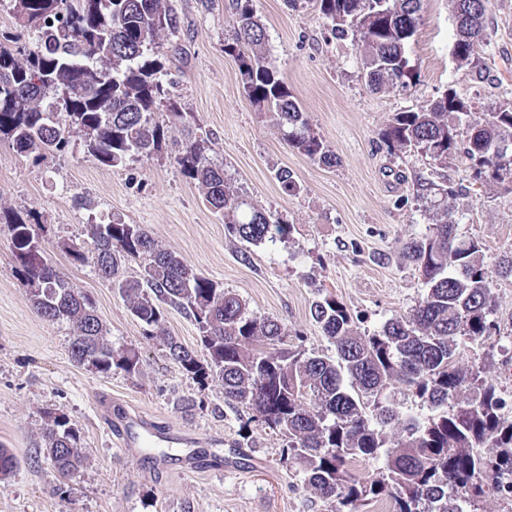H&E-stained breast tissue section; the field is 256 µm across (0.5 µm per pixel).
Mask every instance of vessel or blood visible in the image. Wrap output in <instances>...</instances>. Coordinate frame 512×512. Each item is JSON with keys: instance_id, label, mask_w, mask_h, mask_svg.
Instances as JSON below:
<instances>
[{"instance_id": "1", "label": "vessel or blood", "mask_w": 512, "mask_h": 512, "mask_svg": "<svg viewBox=\"0 0 512 512\" xmlns=\"http://www.w3.org/2000/svg\"><path fill=\"white\" fill-rule=\"evenodd\" d=\"M109 431L116 439L119 448L126 454H135L140 448H156L160 454L153 460V467L158 471L178 470L181 472L207 473L213 466L205 455L187 452L176 456L170 455V448L182 447L187 440L175 433L166 424L143 413L130 411L121 403L112 402L111 398L99 401Z\"/></svg>"}]
</instances>
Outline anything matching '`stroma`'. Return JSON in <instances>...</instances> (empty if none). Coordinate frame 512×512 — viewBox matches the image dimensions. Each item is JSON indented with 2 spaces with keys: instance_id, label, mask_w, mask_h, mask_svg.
Segmentation results:
<instances>
[{
  "instance_id": "stroma-1",
  "label": "stroma",
  "mask_w": 512,
  "mask_h": 512,
  "mask_svg": "<svg viewBox=\"0 0 512 512\" xmlns=\"http://www.w3.org/2000/svg\"><path fill=\"white\" fill-rule=\"evenodd\" d=\"M181 24L160 50L183 111L196 113L211 140L209 156L256 208L291 227L288 238L250 244L230 236L224 218L169 153L104 168L74 135V149L42 163L0 141V444L18 460L0 476V512H347L303 489L295 461H283L281 433L248 422L224 403L220 382L199 390L170 360L160 338L146 337L127 302L93 263L71 262L70 245L91 251V225L109 217L143 225L160 249L243 299L261 317L281 322L285 345L335 356L310 315L331 294L350 309L359 334L378 330L425 295L417 270L401 258L404 241L427 233L447 183L467 186L450 205L459 231L480 240L492 282L498 329L463 342L458 366L483 368L502 395L512 374L501 372L512 343V278L498 259L512 249V184L475 183L462 158L440 163L418 153H389L381 134L395 113L431 103L447 87L469 99L472 120L493 105L512 104V0H488L487 44L478 48L483 73L458 65L449 0H423L421 20L406 46L417 74L406 86L370 91L365 53L353 36L336 37L309 0H254L266 38L263 51L286 82L309 125L335 155L327 166L289 147L271 113L247 97L235 60L225 54L232 33L231 0H171ZM292 172L300 186L286 193L276 179ZM428 186L417 195L418 183ZM36 211L40 254L94 301L114 347L138 352V373L100 374L77 365L72 323L34 309L16 277L5 216ZM101 394L196 438L198 448L227 457L239 449L238 471L150 477L127 459L101 418ZM201 402L182 407L181 398ZM65 414L81 435L75 480L60 476L44 452L46 411Z\"/></svg>"
}]
</instances>
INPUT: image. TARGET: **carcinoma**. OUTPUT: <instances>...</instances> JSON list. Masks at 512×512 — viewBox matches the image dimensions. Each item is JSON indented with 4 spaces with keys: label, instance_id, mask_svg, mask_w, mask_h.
<instances>
[{
    "label": "carcinoma",
    "instance_id": "obj_1",
    "mask_svg": "<svg viewBox=\"0 0 512 512\" xmlns=\"http://www.w3.org/2000/svg\"><path fill=\"white\" fill-rule=\"evenodd\" d=\"M337 36L359 37L365 78L373 91L405 86L415 73L406 56L422 0H311ZM456 21L455 59L468 66L486 36V0H451ZM9 4L21 30L0 31V139L39 161L66 153L72 132L82 133L87 152L105 167L150 158L161 151L164 124L157 112L180 122L185 139L174 154L182 174L205 191L224 215L228 234L260 244L285 238L291 227L255 209L208 157L210 140L198 133L195 113L184 112L163 80L162 36L179 30L169 0H0ZM234 35L224 53L238 62L250 101L276 116L288 145L325 164L335 162L311 131L277 69L262 51L264 26L253 0H232ZM39 32L29 42L26 30ZM471 113L469 101L448 87L427 107L393 115L382 139L389 151L420 152L436 161L461 153L473 180L512 179V105L495 106L469 125L465 142L456 122ZM16 276L29 288L34 309L77 329L73 361L98 373L139 371L140 358L119 351L94 312L92 300L49 266L31 246L29 221L9 224ZM94 256L72 246L73 261H93L101 277L125 297L145 334L164 339L169 356L200 390L219 379L224 404L252 412L286 438L282 457L297 461L305 485L326 500L357 506L370 495L386 496L395 512H469L500 475H512V418L493 381L457 366L460 343L492 335L494 297L484 247L459 233L448 208L429 232L402 246L420 272L426 294L406 315L387 320L371 335L355 330L346 305L324 296L310 307L312 319L336 349V358L305 350L266 346L283 343V325L255 315L215 281L158 248L147 229L112 219L94 224ZM143 261L128 279L126 262ZM198 325L207 358L201 360L164 328L166 309ZM396 383L438 409L404 416L388 400ZM45 451L65 477L81 467L79 432L66 416L45 412ZM400 428L388 440L386 429ZM354 457L383 461L379 478L352 474Z\"/></svg>",
    "mask_w": 512,
    "mask_h": 512
}]
</instances>
